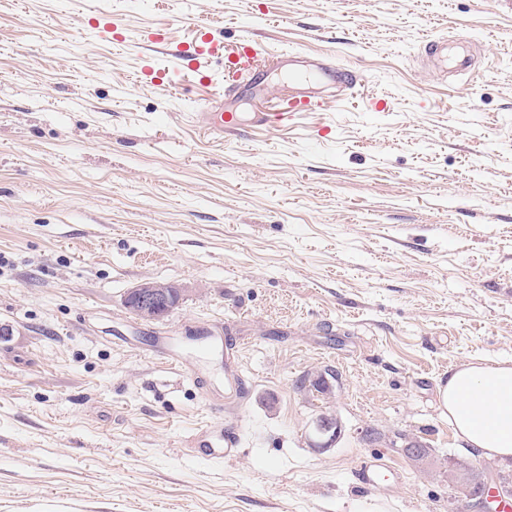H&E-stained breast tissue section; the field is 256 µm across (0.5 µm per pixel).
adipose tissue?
<instances>
[{
	"instance_id": "obj_1",
	"label": "adipose tissue",
	"mask_w": 512,
	"mask_h": 512,
	"mask_svg": "<svg viewBox=\"0 0 512 512\" xmlns=\"http://www.w3.org/2000/svg\"><path fill=\"white\" fill-rule=\"evenodd\" d=\"M438 405L466 446L512 458V362L479 360L457 368L439 386Z\"/></svg>"
}]
</instances>
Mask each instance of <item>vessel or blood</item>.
I'll use <instances>...</instances> for the list:
<instances>
[{"mask_svg":"<svg viewBox=\"0 0 512 512\" xmlns=\"http://www.w3.org/2000/svg\"><path fill=\"white\" fill-rule=\"evenodd\" d=\"M199 43L194 49L195 66L193 75L198 83L211 86L216 77L209 68L210 57L220 54L224 57V69L229 73L243 72L249 75L252 84L259 85L264 81L265 72L259 63L261 51L258 43L250 36H243L237 46L223 47L215 42L207 27L198 29ZM426 53L434 57L440 67L455 63L458 69H466L468 61L459 56L449 59L448 45L440 39L428 40ZM183 57H174L169 66L157 67L155 59H148L141 69L143 79L168 90L173 85L172 75L183 69ZM277 70L283 80L294 85L295 90L287 98L280 100L274 111L255 113L252 121L261 127H284L307 112L325 111L332 101L333 88H355L358 79L348 70H343L328 59L301 64L293 55H282L278 58ZM244 118L233 109L219 112H199L195 115L196 126L206 132L216 134H236L241 130ZM215 415L210 423L202 425L190 441V448L201 458L207 460L233 459L241 446L239 435H225L221 414L224 410L222 400L212 404ZM397 475L386 464L370 460L363 462L358 470V481L362 489L372 491L396 481Z\"/></svg>","mask_w":512,"mask_h":512,"instance_id":"1","label":"vessel or blood"}]
</instances>
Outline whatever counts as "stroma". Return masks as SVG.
<instances>
[{
  "label": "stroma",
  "instance_id": "obj_1",
  "mask_svg": "<svg viewBox=\"0 0 512 512\" xmlns=\"http://www.w3.org/2000/svg\"><path fill=\"white\" fill-rule=\"evenodd\" d=\"M203 18L366 84L202 133L190 71H139L151 33L180 51ZM429 37L470 70L433 69ZM268 79L231 77L234 107L270 111ZM148 279L185 290L160 321L124 304ZM476 359L512 360V0H0V512H457L451 465L512 488L438 407ZM216 398L242 438L219 463L188 448ZM376 457L399 479L368 495Z\"/></svg>",
  "mask_w": 512,
  "mask_h": 512
}]
</instances>
